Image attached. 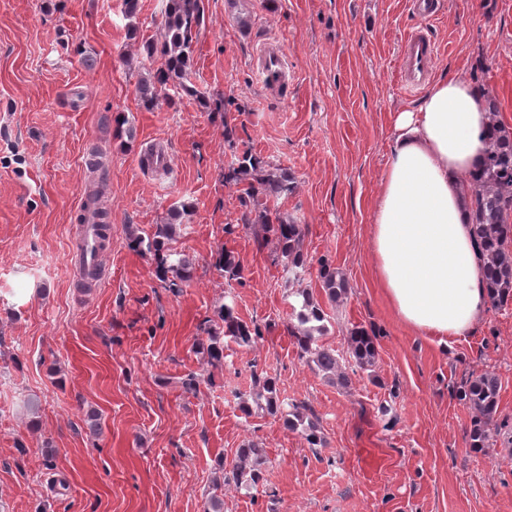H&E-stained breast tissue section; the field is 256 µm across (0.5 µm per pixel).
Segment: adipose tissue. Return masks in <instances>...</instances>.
I'll use <instances>...</instances> for the list:
<instances>
[{"label":"adipose tissue","mask_w":512,"mask_h":512,"mask_svg":"<svg viewBox=\"0 0 512 512\" xmlns=\"http://www.w3.org/2000/svg\"><path fill=\"white\" fill-rule=\"evenodd\" d=\"M483 91L439 76L397 112L373 206L371 258L396 318L441 342L467 338L489 305L465 180L490 132Z\"/></svg>","instance_id":"adipose-tissue-1"}]
</instances>
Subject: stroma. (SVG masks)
Segmentation results:
<instances>
[{"label":"stroma","mask_w":512,"mask_h":512,"mask_svg":"<svg viewBox=\"0 0 512 512\" xmlns=\"http://www.w3.org/2000/svg\"><path fill=\"white\" fill-rule=\"evenodd\" d=\"M224 2L203 0L189 92L147 111L137 86L162 59L142 46L162 33L164 0H138L132 19L123 0H0V512H204L215 494L224 512H512V304L444 345L395 319L372 267L392 119L423 96L397 78L401 42L419 25L409 0H248V36ZM436 2L433 75L479 78L512 129V0ZM265 38L288 53L290 77L274 88L252 64ZM203 94L232 99L233 141ZM118 114L134 139L116 137ZM153 145L167 162L156 173L143 169ZM236 149L295 181L270 206L306 227L303 284L240 225L242 192L223 179ZM96 191L112 243L104 279L85 288L74 251ZM183 203L177 248L195 270L173 292L126 228L152 234ZM224 250L240 280L214 268ZM322 258L350 285L344 305L324 307L323 343L342 353L351 326L377 333L373 372L349 367L346 388L312 373L286 330L297 287L322 297ZM226 304L263 337L228 345L214 368L196 344ZM487 370L501 383L504 433L475 450L457 388ZM259 379L311 407L321 448L280 417L240 411ZM248 441L268 458L251 492L222 478Z\"/></svg>","instance_id":"stroma-1"}]
</instances>
